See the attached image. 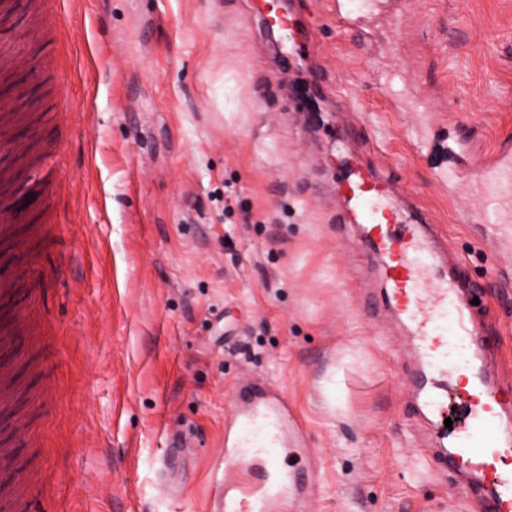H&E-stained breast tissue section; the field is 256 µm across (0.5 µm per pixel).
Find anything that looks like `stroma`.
Instances as JSON below:
<instances>
[{
    "label": "stroma",
    "mask_w": 512,
    "mask_h": 512,
    "mask_svg": "<svg viewBox=\"0 0 512 512\" xmlns=\"http://www.w3.org/2000/svg\"><path fill=\"white\" fill-rule=\"evenodd\" d=\"M43 0L0 29L39 88L0 145L14 193L59 178L0 267L33 328L11 350L35 512H208L238 390L304 429L293 512H480L430 460L412 349L377 258L337 222L338 161L382 167L450 240L512 369V225L463 224L479 151L512 137V0H399L402 38L305 0L312 56L244 0ZM429 106L392 112L380 77ZM355 120L339 119L337 93ZM459 173L456 196L435 179Z\"/></svg>",
    "instance_id": "stroma-1"
}]
</instances>
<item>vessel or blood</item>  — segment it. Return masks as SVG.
I'll list each match as a JSON object with an SVG mask.
<instances>
[{"instance_id": "1", "label": "vessel or blood", "mask_w": 512, "mask_h": 512, "mask_svg": "<svg viewBox=\"0 0 512 512\" xmlns=\"http://www.w3.org/2000/svg\"><path fill=\"white\" fill-rule=\"evenodd\" d=\"M249 6L270 28L285 25L291 11L300 8L298 0L287 13L280 0H250ZM385 6V0H361L354 11L348 0H336V28L346 31L355 12ZM473 176L485 193L468 210V222L502 224L512 218V139H500ZM336 194L347 220L360 225L366 248L383 257L387 300L419 343L417 370L408 384L436 427L437 460L465 469L469 480L460 493L478 498L483 512H512V403L501 397L490 346L472 317L478 289L466 280L462 264L443 263L431 225L404 220L393 181L363 164L342 163ZM450 379L464 384L457 406L460 425L452 433L443 426L447 398L441 390ZM291 419L287 403L266 389L242 393L234 436L224 442L225 462L241 474L233 483L215 479L209 512H279L301 494L302 485L272 453Z\"/></svg>"}]
</instances>
